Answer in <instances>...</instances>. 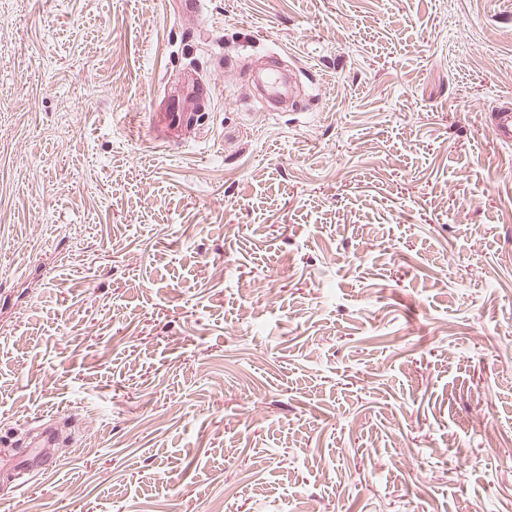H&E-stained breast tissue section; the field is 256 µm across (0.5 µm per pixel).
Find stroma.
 <instances>
[{
	"label": "stroma",
	"instance_id": "35a3bbf8",
	"mask_svg": "<svg viewBox=\"0 0 512 512\" xmlns=\"http://www.w3.org/2000/svg\"><path fill=\"white\" fill-rule=\"evenodd\" d=\"M178 10L0 0V512H512V0ZM492 120V130L495 135L505 144L512 142V108L508 106L498 108Z\"/></svg>",
	"mask_w": 512,
	"mask_h": 512
}]
</instances>
